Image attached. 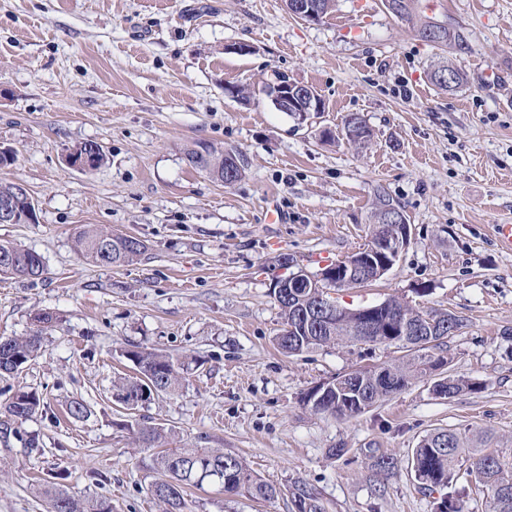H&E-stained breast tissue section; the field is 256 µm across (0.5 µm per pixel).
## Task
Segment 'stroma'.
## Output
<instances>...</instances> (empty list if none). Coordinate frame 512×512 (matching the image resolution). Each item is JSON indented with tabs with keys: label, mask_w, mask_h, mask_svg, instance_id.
<instances>
[{
	"label": "stroma",
	"mask_w": 512,
	"mask_h": 512,
	"mask_svg": "<svg viewBox=\"0 0 512 512\" xmlns=\"http://www.w3.org/2000/svg\"><path fill=\"white\" fill-rule=\"evenodd\" d=\"M422 15L465 29L471 54L453 59L468 82L431 83L447 51L419 40L381 0H336L313 23L284 0H0V147L17 161L0 182L26 185L34 224H0V242L35 251V280L0 278V337L32 333L52 312L40 353L0 375L43 398L21 436L0 441V512H48L46 479L112 512H162V473L133 425L158 427L168 448H221L274 486L269 501L191 488L186 512H292L303 483L325 512H433L410 467L426 434L492 432L512 448V253L495 225L512 224V0H419ZM246 43V55L232 45ZM312 86L325 110L308 122L260 96L275 75ZM246 88L249 100L231 97ZM364 116L372 141L343 137ZM102 145L93 171L67 164L78 144ZM205 143L244 158L232 186L189 165ZM406 210L408 247L372 285L339 291L342 306L390 298L447 310L463 326L441 354L479 383L451 399L429 380L353 418L312 412L300 397L348 371L397 361L386 345L278 351L271 294L285 259L315 272L370 239L375 189ZM279 212L280 222L268 220ZM103 225L147 246L107 267L74 247ZM184 362L180 387L129 410L113 383L135 376L133 346ZM86 402L88 418L66 413ZM38 438L28 448L23 438ZM396 458L389 473L377 456Z\"/></svg>",
	"instance_id": "stroma-1"
}]
</instances>
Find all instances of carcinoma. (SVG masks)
<instances>
[{
  "instance_id": "carcinoma-1",
  "label": "carcinoma",
  "mask_w": 512,
  "mask_h": 512,
  "mask_svg": "<svg viewBox=\"0 0 512 512\" xmlns=\"http://www.w3.org/2000/svg\"><path fill=\"white\" fill-rule=\"evenodd\" d=\"M399 4L398 11L392 12L398 20L410 25L417 36L424 42L442 49L448 48L452 40L466 46L465 53L472 51L470 35L457 26L438 20L420 17L417 0H393ZM228 153L218 152L202 143L189 150L187 160L190 165L206 172L216 179L224 180V165ZM75 247L79 254L91 262L109 267L128 265L137 260L144 252L145 245L125 237L120 243L112 241V231L87 226L77 232ZM9 253L15 266L12 277H37L44 270L42 257L11 242L0 243V254ZM316 288H297L292 299L283 302L276 300L281 312L282 329L277 336V345L285 354H297L321 347L353 345L360 342L354 335L358 318L346 309L332 320L319 325V328H307L296 322L297 313L312 309L317 304ZM422 311L396 298L388 300V307L376 311V322L382 324L393 318L414 322ZM56 317L50 312H39L33 321L37 330L25 338H0V373L11 374L19 370L31 357L41 349L43 331L55 322ZM407 351V354L395 363L383 366L400 382L403 390L413 381L424 378L425 357L418 351L397 341L390 342ZM128 360L139 369V376L126 379L119 385L120 394L136 395L148 392V396L176 391L182 380L181 363L173 357L160 352L142 349H130L123 352ZM358 384L368 391L370 405L386 399L391 392L378 389V369L363 368L353 370ZM448 397L453 398L465 390H474L477 383L463 378L448 376ZM27 400L20 406L15 396ZM3 404L5 420L0 422V434L7 439L20 436V427L39 412L44 405L43 399L32 391H18ZM308 393H303L300 402L316 413L340 417H355L364 412L359 405L360 392L333 387L316 405L308 403ZM139 447L149 449L162 438L161 430L142 424L133 430ZM466 433L455 431H438L428 434L419 442L412 454L411 466L418 471L423 489L435 491L448 486L456 475L455 466L462 461L468 462L467 474L474 476L475 483L485 488L491 496L493 512H512V451L500 454L497 462L484 454L474 459L466 456ZM165 479L154 483L152 496L163 505V512H185L184 494L189 487H201L205 483H214L224 488V492L239 495L246 493L255 499H271L277 495L273 486L265 483L249 469L238 456L224 452L221 448H171L155 458ZM43 494L50 501L51 512H112V505L105 499L89 501L77 498L60 488H45ZM296 512H323L315 494L303 483H298L290 491Z\"/></svg>"
}]
</instances>
